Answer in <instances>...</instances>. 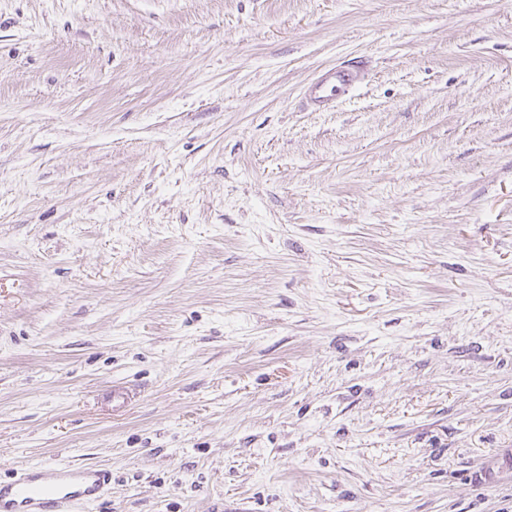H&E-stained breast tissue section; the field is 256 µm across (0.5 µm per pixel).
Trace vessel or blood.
Listing matches in <instances>:
<instances>
[{
  "label": "vessel or blood",
  "instance_id": "obj_1",
  "mask_svg": "<svg viewBox=\"0 0 512 512\" xmlns=\"http://www.w3.org/2000/svg\"><path fill=\"white\" fill-rule=\"evenodd\" d=\"M364 77L360 63L325 67L304 91L306 106L324 111L357 89ZM110 482L100 468L46 463L26 467L0 482V512H74L95 504Z\"/></svg>",
  "mask_w": 512,
  "mask_h": 512
}]
</instances>
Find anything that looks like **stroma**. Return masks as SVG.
<instances>
[{
    "mask_svg": "<svg viewBox=\"0 0 512 512\" xmlns=\"http://www.w3.org/2000/svg\"><path fill=\"white\" fill-rule=\"evenodd\" d=\"M511 448L512 0H0L1 479L512 512ZM364 77L359 62L325 67L304 90L305 105L314 111H324L357 89Z\"/></svg>",
    "mask_w": 512,
    "mask_h": 512,
    "instance_id": "35a3bbf8",
    "label": "stroma"
}]
</instances>
